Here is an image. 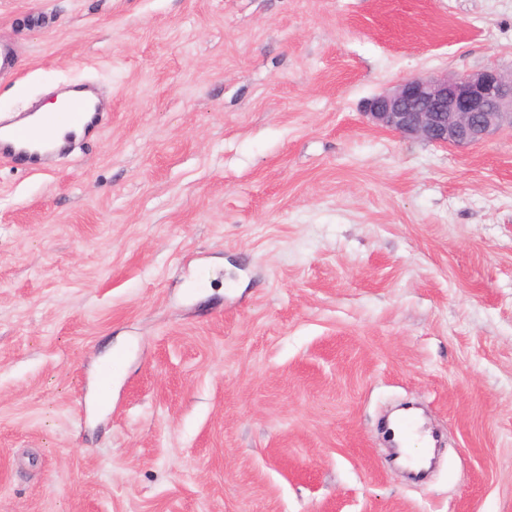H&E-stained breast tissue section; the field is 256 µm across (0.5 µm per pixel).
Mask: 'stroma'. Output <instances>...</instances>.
I'll list each match as a JSON object with an SVG mask.
<instances>
[{
	"instance_id": "35a3bbf8",
	"label": "stroma",
	"mask_w": 512,
	"mask_h": 512,
	"mask_svg": "<svg viewBox=\"0 0 512 512\" xmlns=\"http://www.w3.org/2000/svg\"><path fill=\"white\" fill-rule=\"evenodd\" d=\"M0 512H512V130L370 125L512 70V0H0ZM444 436L425 483L384 421ZM364 114L377 128L466 148L512 129V70L408 77L369 99ZM74 94L67 105L58 111L63 96L60 95L51 104L48 103L37 112H27L13 121L0 123V156L12 159L34 161L48 152L54 145V134L58 128L83 126L87 128L96 118L97 111L90 97L83 92L92 91L90 86L73 89ZM58 111V112H57ZM33 117L26 121L27 118Z\"/></svg>"
}]
</instances>
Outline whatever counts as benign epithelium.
Masks as SVG:
<instances>
[{
    "label": "benign epithelium",
    "instance_id": "1",
    "mask_svg": "<svg viewBox=\"0 0 512 512\" xmlns=\"http://www.w3.org/2000/svg\"><path fill=\"white\" fill-rule=\"evenodd\" d=\"M364 114L377 128L466 148L512 129V70L408 77L369 99Z\"/></svg>",
    "mask_w": 512,
    "mask_h": 512
}]
</instances>
